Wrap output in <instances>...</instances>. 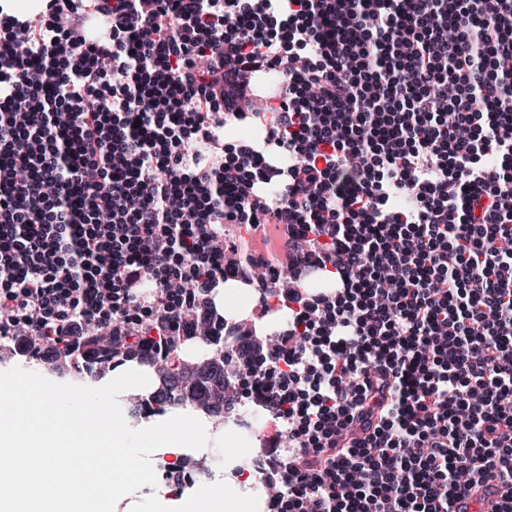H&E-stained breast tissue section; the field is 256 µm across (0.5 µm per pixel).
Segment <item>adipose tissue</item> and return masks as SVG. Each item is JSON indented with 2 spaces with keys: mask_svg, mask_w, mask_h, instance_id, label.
<instances>
[{
  "mask_svg": "<svg viewBox=\"0 0 512 512\" xmlns=\"http://www.w3.org/2000/svg\"><path fill=\"white\" fill-rule=\"evenodd\" d=\"M40 371V364H32L28 377L13 381L17 387L40 388L38 415L12 406L0 410V447L17 451L11 470L0 473V512H92L98 499L110 500L112 512H264L260 478H252L244 493L226 489L234 469L247 464V441L216 430L189 406L126 422L122 399H146L154 393L153 366L130 361L113 370L111 383H100L111 413L96 405L82 406L83 420L112 418L108 442L117 453L100 471L88 468L85 458L108 442L98 436L78 438L76 422L54 420V407L73 401L76 392L43 382ZM220 443L225 446L223 465L212 468L210 476L181 497L168 496L156 474L157 455L199 460L210 457Z\"/></svg>",
  "mask_w": 512,
  "mask_h": 512,
  "instance_id": "adipose-tissue-1",
  "label": "adipose tissue"
}]
</instances>
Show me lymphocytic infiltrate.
I'll list each match as a JSON object with an SVG mask.
<instances>
[{
  "mask_svg": "<svg viewBox=\"0 0 512 512\" xmlns=\"http://www.w3.org/2000/svg\"><path fill=\"white\" fill-rule=\"evenodd\" d=\"M41 15L0 0V336L156 355L242 278L224 397L277 426L268 512H456L487 478L512 512V0ZM213 302L218 312L229 319L239 318L255 304L252 288L237 283H225L224 288H218ZM83 352H86L85 363L97 367L101 363H112V337L98 331H90L82 342Z\"/></svg>",
  "mask_w": 512,
  "mask_h": 512,
  "instance_id": "lymphocytic-infiltrate-1",
  "label": "lymphocytic infiltrate"
}]
</instances>
